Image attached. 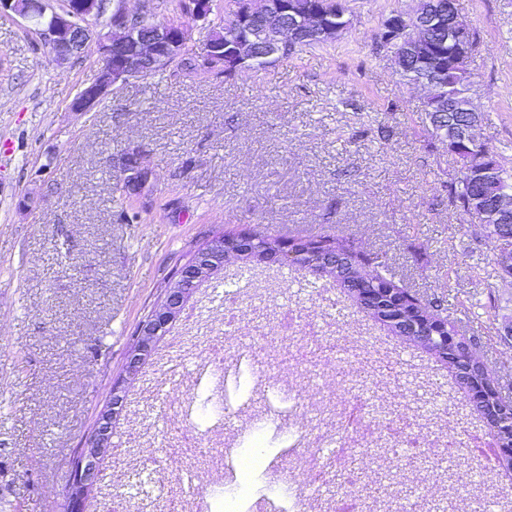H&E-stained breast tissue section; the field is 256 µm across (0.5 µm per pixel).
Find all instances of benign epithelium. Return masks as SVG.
<instances>
[{"instance_id": "1", "label": "benign epithelium", "mask_w": 512, "mask_h": 512, "mask_svg": "<svg viewBox=\"0 0 512 512\" xmlns=\"http://www.w3.org/2000/svg\"><path fill=\"white\" fill-rule=\"evenodd\" d=\"M211 0H188L187 11L195 19L206 22L211 12ZM348 13L343 0H324L318 7L308 6L297 13L283 0H236L232 13L233 38L229 44L209 42L197 55L194 65L204 64L211 70L224 68L238 71L268 66L307 42H328L347 28ZM19 16L36 27L43 43L51 48L57 62H67L80 54L90 37V24L108 16L109 32L98 41L102 67L96 82L84 87L72 103V110L86 112L97 105L116 85L144 76L182 56L185 45L192 39V30L182 25L161 23L147 29L133 21L124 0H63L62 8L54 0H0V16ZM436 33L448 41V56L459 67L467 66L476 50L471 27L458 13L448 14L432 7L409 15L396 13L388 17L381 29L379 42L389 50L399 71L408 55L419 58L422 75L413 83L428 89L448 78V68L434 53L424 32ZM461 107L469 112L465 126L458 128L462 138L482 144L476 134L481 116L464 98ZM123 185L130 193L144 186L149 169L135 156L123 168ZM481 183L493 190L492 218L500 223L512 220V185L502 179L495 164L484 166ZM255 242L251 235H241L232 254L245 252L263 262L284 265L296 256L300 243L283 240L274 250H250ZM224 244L215 243L198 252L188 265L177 271L173 286L166 289L160 303L143 319L135 332L134 348L125 365V375L112 384L109 406L98 418L96 427L76 452L69 478L63 491L64 512H85L89 494L102 481V465L112 457L114 426L127 402L128 380L138 375L142 365L152 355L157 339L182 315L193 295L185 278L196 282L224 267ZM498 259L502 270L512 273V240L499 243Z\"/></svg>"}]
</instances>
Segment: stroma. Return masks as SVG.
Instances as JSON below:
<instances>
[{"label":"stroma","mask_w":512,"mask_h":512,"mask_svg":"<svg viewBox=\"0 0 512 512\" xmlns=\"http://www.w3.org/2000/svg\"><path fill=\"white\" fill-rule=\"evenodd\" d=\"M335 40L233 76L170 70L112 88L87 112L78 92L101 68L96 38L55 61L32 25L0 18V512H63L71 460L95 427L122 373L140 321L174 274L209 238L248 228L285 239L328 237L379 255L389 272L441 315L461 322L472 351L512 385V278L492 259L484 225L448 200L460 165L433 132L426 92L379 44L384 21L416 0H348ZM476 32L466 94L478 136L512 168V0H458ZM142 155L151 172L122 192L121 162ZM237 291V321L199 288L205 329L176 321L161 337L116 422V455L103 475L126 512H166L182 492L193 512H218L221 477L205 456L179 449L183 429L239 458L278 460L292 476L318 454L328 429L321 398L355 399L372 434L345 451L354 492L372 512H395L413 474L427 502L456 477L482 472L465 512H500L512 470L484 468L466 442L483 419L447 370L388 335L326 280L258 266ZM318 327L315 358L304 332L279 334L282 312ZM224 345L233 388L224 418L202 419L208 392L197 370L210 341ZM272 398L296 399L308 440L293 446L288 421L266 424ZM419 446L456 442V466L414 469L395 448L392 418Z\"/></svg>","instance_id":"stroma-1"}]
</instances>
